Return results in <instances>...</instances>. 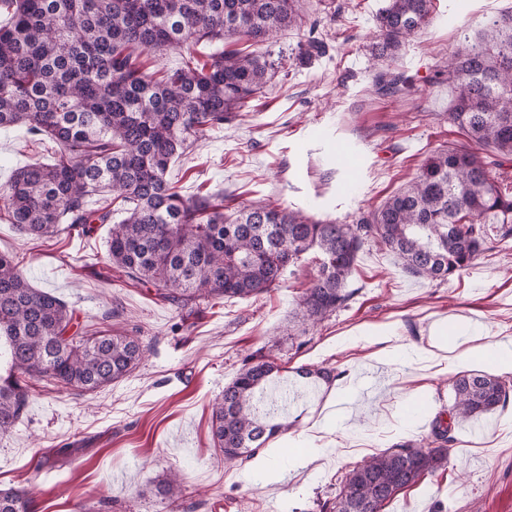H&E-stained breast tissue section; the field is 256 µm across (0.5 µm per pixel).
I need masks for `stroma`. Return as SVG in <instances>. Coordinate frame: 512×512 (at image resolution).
<instances>
[{"instance_id":"obj_1","label":"stroma","mask_w":512,"mask_h":512,"mask_svg":"<svg viewBox=\"0 0 512 512\" xmlns=\"http://www.w3.org/2000/svg\"><path fill=\"white\" fill-rule=\"evenodd\" d=\"M318 33L325 55H302L307 30L282 33L270 53L275 76L247 112L209 132L175 162L181 193L223 192L226 207L265 200L319 220L349 221L411 180L437 148L463 143L448 122L442 73L459 40L512 10V0H437L426 28L388 63L409 91L372 86L374 17L383 0H325ZM58 146L19 127L0 128V188ZM108 228L50 241L0 218V252L31 284L74 307L86 329L121 328L146 348L127 377L81 394L46 386L21 423L0 437V488L24 489L30 512H322L350 466L418 443L451 402L460 366L439 359L438 327L454 351L512 343V250L480 255L443 284L406 273L387 251L362 250L345 309L317 326L298 321L316 272L305 262L285 284L247 301L178 308L153 287H135L106 259ZM391 348L380 361L383 348ZM265 354L292 378L300 366L329 367L288 409L287 431L231 469L217 460L212 404L249 354ZM306 461L285 447L304 437ZM446 470L399 492L383 512H512V401L455 433ZM180 474L182 493L157 484Z\"/></svg>"}]
</instances>
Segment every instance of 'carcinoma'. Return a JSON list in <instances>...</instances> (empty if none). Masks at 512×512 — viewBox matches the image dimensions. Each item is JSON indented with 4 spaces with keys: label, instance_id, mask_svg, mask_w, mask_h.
<instances>
[{
    "label": "carcinoma",
    "instance_id": "cac0c4a2",
    "mask_svg": "<svg viewBox=\"0 0 512 512\" xmlns=\"http://www.w3.org/2000/svg\"><path fill=\"white\" fill-rule=\"evenodd\" d=\"M302 0H0V128L48 136L61 152L33 162L0 190V211L27 235L89 236L111 225L110 261L128 280L152 285L177 303L247 299L279 285L289 268L314 255L317 271L300 302L318 324L346 307L357 256L372 243L409 274L445 281L469 268L494 241L512 237V187L497 172L512 163V11L460 44L448 63V118L470 145L432 153L417 175L351 224L322 222L261 202L224 212V195L186 197L169 169L198 139L251 106L275 61L258 47L305 21ZM433 0H384L375 15L374 58L392 56L429 23ZM245 41L251 52L226 50ZM211 47L205 61L196 47ZM180 51V66L154 76L146 52ZM402 77L379 71V94ZM105 194L93 208L89 198ZM125 217L112 222V211ZM499 225L492 239L487 225ZM145 353L140 339L89 333L61 299L34 288L14 257L0 252V435L10 433L38 382L95 391L131 373ZM280 365L248 355L212 407V439L224 464L249 461L288 429L259 415ZM448 419L436 417L432 441L385 450L349 470L334 512H382L403 489L448 467L455 426L506 405L512 382L465 372L452 384ZM0 512H28L26 492L0 489Z\"/></svg>",
    "mask_w": 512,
    "mask_h": 512
}]
</instances>
